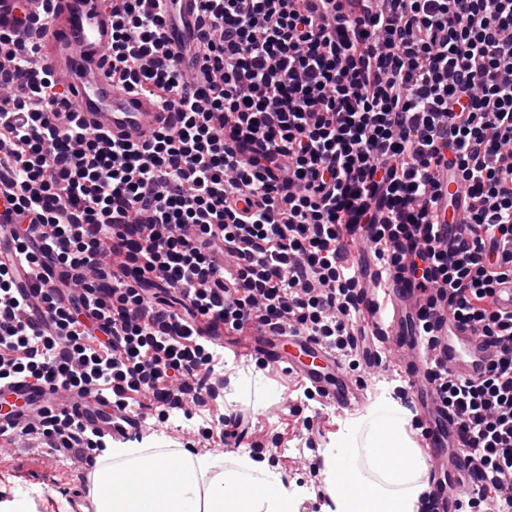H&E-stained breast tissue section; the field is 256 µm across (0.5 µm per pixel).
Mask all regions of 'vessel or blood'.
Here are the masks:
<instances>
[{"label":"vessel or blood","instance_id":"obj_1","mask_svg":"<svg viewBox=\"0 0 512 512\" xmlns=\"http://www.w3.org/2000/svg\"><path fill=\"white\" fill-rule=\"evenodd\" d=\"M42 17L43 28L35 38L36 69L53 75L64 86L73 111L88 128L111 139L140 144L154 131L172 125L174 111L136 89L113 87L105 76V60L112 44V11L102 0H53L50 14H43L41 0H0V32L19 35L24 31L20 14ZM201 0H175L173 20L165 38L174 56L186 58L201 39ZM443 198L432 213L436 224H461L466 201L457 182L441 179ZM425 302L421 290L387 261H380L367 284L361 311L363 324L384 344L382 359L401 358L407 382L404 396L412 412L411 422L420 430L422 453L435 474L430 512H453L458 491L477 494L478 464L456 450L458 419L443 406L427 377L428 362L422 353L424 339L418 334V312ZM439 338L437 361L455 378L473 381L493 363L499 347L470 327L444 319L435 330ZM254 358L303 379L319 400L337 411L352 413L366 404L365 387L346 371L342 359L327 343L313 336H287L259 326L255 340L245 351ZM0 395L13 403L12 413H0V433L19 435L40 410L78 415L82 425L109 437L139 431L138 412L112 403L85 406L77 393L38 385L17 378L0 388Z\"/></svg>","mask_w":512,"mask_h":512}]
</instances>
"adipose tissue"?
<instances>
[{
	"instance_id": "obj_1",
	"label": "adipose tissue",
	"mask_w": 512,
	"mask_h": 512,
	"mask_svg": "<svg viewBox=\"0 0 512 512\" xmlns=\"http://www.w3.org/2000/svg\"><path fill=\"white\" fill-rule=\"evenodd\" d=\"M368 421L377 442L367 451L375 479L368 493L347 498L345 512H409L424 488L425 461L407 447L399 416L374 410ZM387 443L395 445L394 457H386ZM210 466L201 458L174 471L159 455L111 448L99 457L87 492L95 512H291L289 495L274 472L249 483L232 471L210 476Z\"/></svg>"
}]
</instances>
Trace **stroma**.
<instances>
[{"mask_svg": "<svg viewBox=\"0 0 512 512\" xmlns=\"http://www.w3.org/2000/svg\"><path fill=\"white\" fill-rule=\"evenodd\" d=\"M244 383L240 384L232 407L253 415L259 438L276 435L282 451L274 460H255V471L271 469L282 487L292 488L295 494V512H336L333 503L317 499L316 490L329 487L327 474L310 473L302 457L293 453L294 445L305 441V419H312L318 430L317 442L321 448H342L350 463L361 472H368L367 448L373 447L375 437L366 423L368 410L387 408V400L370 397L367 410L342 414L335 408L319 402L306 401L299 412L284 407V398L301 396V380L281 371H268L255 362H247ZM205 418H194L189 430L168 431L158 418H149L140 434L114 440L117 448H137L142 441L168 434L170 449L163 455L171 468H179L185 448H192L199 457L208 458L227 467L239 466L242 459L253 457L250 448L225 449L221 439H205L202 435ZM91 466L79 464L63 456L50 458L39 449L24 448L0 454V502L12 500L28 488L39 489L34 498L33 512H81L91 507L87 496Z\"/></svg>", "mask_w": 512, "mask_h": 512, "instance_id": "stroma-1", "label": "stroma"}]
</instances>
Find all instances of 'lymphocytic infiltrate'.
Wrapping results in <instances>:
<instances>
[{
  "label": "lymphocytic infiltrate",
  "mask_w": 512,
  "mask_h": 512,
  "mask_svg": "<svg viewBox=\"0 0 512 512\" xmlns=\"http://www.w3.org/2000/svg\"><path fill=\"white\" fill-rule=\"evenodd\" d=\"M143 2L112 0L107 76L175 109L150 141L51 124L63 94L33 72L32 45L0 74L12 240L31 279L61 271L39 323L0 266V384L202 407L224 354L198 333L205 317L302 331L359 367L371 338L349 254L363 240L500 343L479 381L428 375L497 499L458 512H512V315L496 306L512 277V0H202L191 80L166 46L167 0ZM443 171L468 195L466 223L444 230L430 216ZM38 225L61 249L27 248ZM159 283L177 304L153 300ZM30 431L78 460L107 446L62 414Z\"/></svg>",
  "instance_id": "f902f5d3"
}]
</instances>
